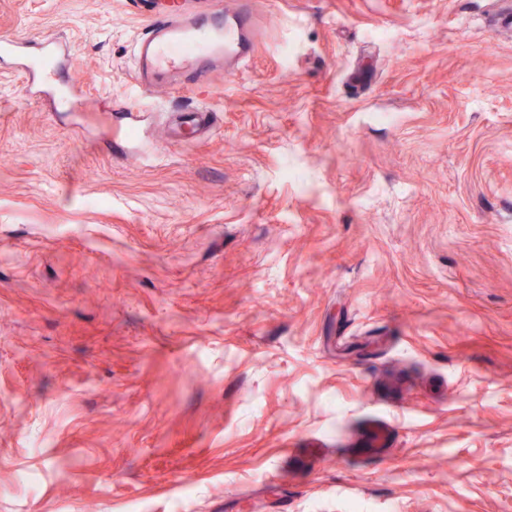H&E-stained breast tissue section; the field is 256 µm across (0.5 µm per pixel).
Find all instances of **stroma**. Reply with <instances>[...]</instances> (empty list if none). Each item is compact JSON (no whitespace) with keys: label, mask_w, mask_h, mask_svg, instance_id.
<instances>
[{"label":"stroma","mask_w":512,"mask_h":512,"mask_svg":"<svg viewBox=\"0 0 512 512\" xmlns=\"http://www.w3.org/2000/svg\"><path fill=\"white\" fill-rule=\"evenodd\" d=\"M252 9L236 74L141 98L124 0H0L78 96L0 63V512H512L501 0Z\"/></svg>","instance_id":"35a3bbf8"}]
</instances>
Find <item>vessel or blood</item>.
<instances>
[{"mask_svg":"<svg viewBox=\"0 0 512 512\" xmlns=\"http://www.w3.org/2000/svg\"><path fill=\"white\" fill-rule=\"evenodd\" d=\"M132 11L150 21L138 39L135 82L148 94L170 78L181 84L207 87L214 71L232 69L254 51L250 0H201L189 10L188 0H128ZM68 46L62 35L1 38L0 61L14 65L41 90L43 81L60 75Z\"/></svg>","mask_w":512,"mask_h":512,"instance_id":"vessel-or-blood-1","label":"vessel or blood"}]
</instances>
